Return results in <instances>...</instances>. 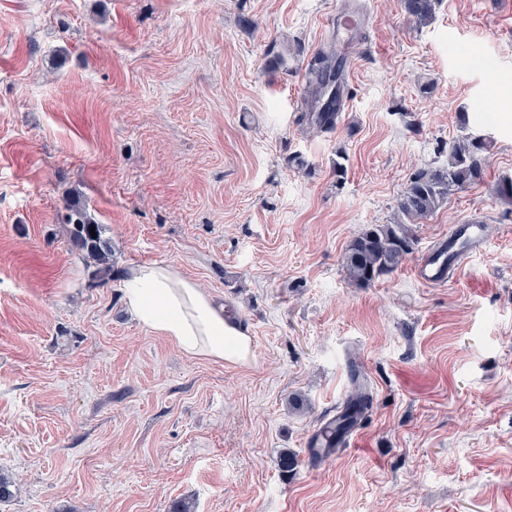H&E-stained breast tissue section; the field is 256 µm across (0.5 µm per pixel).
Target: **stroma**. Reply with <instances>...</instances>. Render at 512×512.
Wrapping results in <instances>:
<instances>
[{
  "label": "stroma",
  "mask_w": 512,
  "mask_h": 512,
  "mask_svg": "<svg viewBox=\"0 0 512 512\" xmlns=\"http://www.w3.org/2000/svg\"><path fill=\"white\" fill-rule=\"evenodd\" d=\"M346 8L352 49L327 25ZM331 42L351 99L310 137L308 65ZM486 101L483 181L415 226L393 273L351 284L348 242ZM505 177L512 0H439L424 26L400 0H0V512H512ZM70 204L102 228L107 283ZM467 221L485 249L418 281ZM149 264L223 301L251 362L143 329L123 278ZM356 377L353 445L309 459Z\"/></svg>",
  "instance_id": "1"
}]
</instances>
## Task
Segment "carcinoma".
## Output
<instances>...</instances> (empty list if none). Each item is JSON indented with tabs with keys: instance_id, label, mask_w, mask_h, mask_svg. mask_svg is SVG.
I'll list each match as a JSON object with an SVG mask.
<instances>
[{
	"instance_id": "carcinoma-1",
	"label": "carcinoma",
	"mask_w": 512,
	"mask_h": 512,
	"mask_svg": "<svg viewBox=\"0 0 512 512\" xmlns=\"http://www.w3.org/2000/svg\"><path fill=\"white\" fill-rule=\"evenodd\" d=\"M404 10L421 25L433 19L438 0H401ZM336 46L331 44L317 53L312 61V108L302 114L306 129L313 134L333 129L340 96L321 106L325 92V77L333 67ZM489 142L481 135L468 133L448 145V163L437 169H421L409 180L393 218L388 224H372L350 240L342 264L348 281L356 286H368L381 275L389 274L402 264L411 251L413 227L441 209L458 192L484 179V156ZM72 224V236L77 248L92 258L97 268L94 277L99 283L108 281L110 266L107 245L100 225L91 222L85 211L72 209L66 215ZM369 409L368 397L355 391L347 398L340 415L321 432L320 456L329 458L336 442Z\"/></svg>"
}]
</instances>
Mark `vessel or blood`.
Returning a JSON list of instances; mask_svg holds the SVG:
<instances>
[{
  "instance_id": "b4317fda",
  "label": "vessel or blood",
  "mask_w": 512,
  "mask_h": 512,
  "mask_svg": "<svg viewBox=\"0 0 512 512\" xmlns=\"http://www.w3.org/2000/svg\"><path fill=\"white\" fill-rule=\"evenodd\" d=\"M484 244V225L477 223L455 225L447 241L417 265L416 275L422 282L438 283L459 268L467 253L480 251Z\"/></svg>"
}]
</instances>
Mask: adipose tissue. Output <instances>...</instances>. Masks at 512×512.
I'll use <instances>...</instances> for the list:
<instances>
[{"label": "adipose tissue", "mask_w": 512, "mask_h": 512, "mask_svg": "<svg viewBox=\"0 0 512 512\" xmlns=\"http://www.w3.org/2000/svg\"><path fill=\"white\" fill-rule=\"evenodd\" d=\"M124 288L126 307L138 323L169 339L184 354L236 365L252 360L251 338L226 317L208 291L174 267H136Z\"/></svg>", "instance_id": "adipose-tissue-1"}]
</instances>
